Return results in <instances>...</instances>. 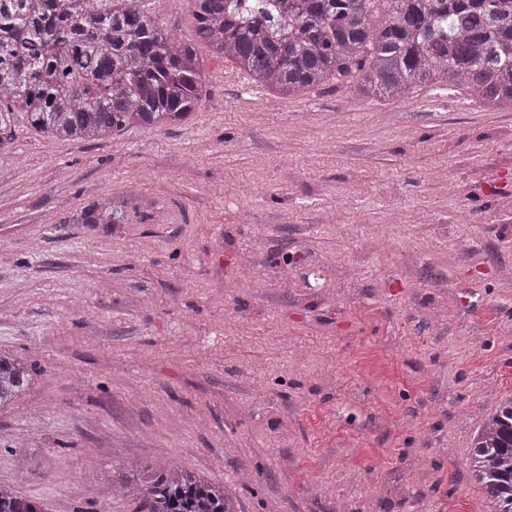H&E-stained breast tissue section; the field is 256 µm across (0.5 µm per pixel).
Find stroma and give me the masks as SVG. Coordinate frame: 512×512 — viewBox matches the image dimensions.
<instances>
[{
    "label": "stroma",
    "instance_id": "1",
    "mask_svg": "<svg viewBox=\"0 0 512 512\" xmlns=\"http://www.w3.org/2000/svg\"><path fill=\"white\" fill-rule=\"evenodd\" d=\"M182 124L106 140L9 117L0 154V483L49 512H136L144 465L238 512H494L473 438L512 395V111L466 89L285 96L198 42ZM118 194L106 236L69 223ZM27 366L21 360L0 354V410L13 403L26 387Z\"/></svg>",
    "mask_w": 512,
    "mask_h": 512
}]
</instances>
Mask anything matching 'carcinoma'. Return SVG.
Returning a JSON list of instances; mask_svg holds the SVG:
<instances>
[{
  "label": "carcinoma",
  "mask_w": 512,
  "mask_h": 512,
  "mask_svg": "<svg viewBox=\"0 0 512 512\" xmlns=\"http://www.w3.org/2000/svg\"><path fill=\"white\" fill-rule=\"evenodd\" d=\"M198 38L258 84L298 94L327 82L398 99L416 87H463L512 109V0H191ZM204 92L195 48L143 0H0V125L70 141L132 126H171ZM129 198L85 206L72 223L110 233ZM24 362L0 354V409L26 387ZM468 471L495 512H512V396L474 438ZM139 512H237L219 483L144 466L114 486ZM0 512H45L0 484Z\"/></svg>",
  "instance_id": "obj_1"
}]
</instances>
